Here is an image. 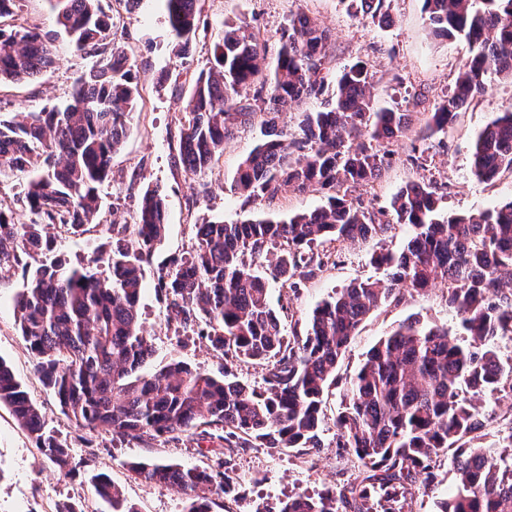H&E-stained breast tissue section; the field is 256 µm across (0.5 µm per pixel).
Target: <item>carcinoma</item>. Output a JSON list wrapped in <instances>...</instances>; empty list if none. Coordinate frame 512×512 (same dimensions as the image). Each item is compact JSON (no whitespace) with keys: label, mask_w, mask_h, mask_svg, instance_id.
Segmentation results:
<instances>
[{"label":"carcinoma","mask_w":512,"mask_h":512,"mask_svg":"<svg viewBox=\"0 0 512 512\" xmlns=\"http://www.w3.org/2000/svg\"><path fill=\"white\" fill-rule=\"evenodd\" d=\"M52 2L60 30L96 61L64 104L0 119V182L24 176L33 215L30 223L17 224L0 204V270L22 255L53 252L56 230L75 234L93 223L112 154L140 98L134 64L108 41L112 18L98 0ZM197 2L165 0L168 26L184 56L196 41ZM344 2L380 25L390 23L385 0ZM424 11L436 34L462 37L471 48L451 92L431 113L427 130L433 135L487 91L488 75L512 78V0H424ZM53 40L36 26L0 27V83L29 81L52 67ZM327 41L315 20L294 16L268 73L266 46L241 27H226L179 120L180 162L201 175L219 159L224 141L255 117L242 91L265 88V139L241 163L237 186L253 201L272 200L288 188L329 191L313 210L197 224L193 250L159 273L158 288L173 318L185 327L204 322L208 331L200 335L226 356L267 364L264 386L184 362L140 373L153 354L140 323L143 264L166 232L165 195L156 184L141 187L129 238H112L78 266L57 256L33 268L15 299L21 336L65 418L78 428L105 429L114 442L198 429L211 439L235 438L242 448L255 440L271 448L313 449L320 447L325 393L360 324L395 291L420 294L444 282L448 305L459 315L456 329L404 322L378 342L349 382L336 417V447L352 450L358 476L339 490L297 492L278 512H401L397 504L408 486L431 475L442 454L455 472L456 491L440 502L439 512H512V427L496 439L492 454L465 447L479 429L482 398L512 382V359L503 361L497 349L500 338L512 336V200L450 215L431 184L410 181L382 220L339 194V187L379 177L389 151L372 143L398 141L409 114L376 107L367 65L358 61L340 72L324 109L301 113L295 132L278 133L276 120L288 106L323 94ZM473 170L482 180L512 172V112L477 135ZM394 224L409 226L412 234L398 250L372 254L371 264L384 276L336 290L314 309L305 335L285 338L269 301V278L244 261L245 252L283 247L273 278L292 289L295 277L325 265L326 254L314 246L383 236ZM2 405L44 457L62 470L70 466L67 445L0 358ZM129 468L176 488L187 501L185 512H210L205 492L230 490L205 468L145 461ZM93 484L112 512H137L109 477L98 474Z\"/></svg>","instance_id":"1"}]
</instances>
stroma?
I'll return each instance as SVG.
<instances>
[{"label": "stroma", "instance_id": "1", "mask_svg": "<svg viewBox=\"0 0 512 512\" xmlns=\"http://www.w3.org/2000/svg\"><path fill=\"white\" fill-rule=\"evenodd\" d=\"M111 15L112 34L134 64L142 97L131 114L127 135L112 157V175L100 188L102 206L96 223L80 235L64 234L59 248L72 263L88 259L106 237L110 225L134 221L137 189L149 182L163 188L168 229L160 247L144 265L140 300L143 327L153 338L154 353L142 371L152 374L174 361H185L204 372L227 371L236 380L261 385L264 365L226 357L197 332L170 321L164 295L157 286L160 268L185 256L195 245V227L206 221L231 222L248 215L285 216L310 210L326 200L323 191H288L272 200H247L235 187L240 163L263 137L261 119L239 129L225 142L219 162L205 175L188 173L179 161L178 118L193 82L207 63L213 47L228 25L247 27L266 42V68L276 63L280 37L292 15L305 14L329 34L326 92H333L344 66L365 62L377 105L410 113L404 136L390 147L378 179L352 190L353 201L372 212L386 211L407 182L432 184L445 210L465 214L512 199V173L492 182L472 172V151L477 133L503 112L512 110V80L491 76L488 92L468 102L448 127L433 136L424 129L430 112L453 87L459 69L470 55L461 38L437 37L423 11V0H386L389 26L349 12L343 0H199L195 50L176 55L163 0H141L128 9L118 0H99ZM19 17L55 34L54 68L36 80L0 84V116L33 112L66 102L72 85L92 63L58 31L56 15L47 0H21ZM410 234L395 225L385 236L355 242H335L332 258L313 275L298 279L294 289L271 283V303L279 308L286 336L304 334L314 308L357 278L375 275L370 262L375 251L397 249ZM35 262L21 257L0 272V358L12 368L48 426L69 445L70 469L62 470L36 448L28 432L9 409L0 407V512H110L96 494L92 475L103 473L119 486L138 512H184L185 498L176 489L145 481L129 469L130 462L153 460L184 467L225 470L233 490L213 495L212 512H276L280 501L297 491L316 493L347 483L358 472L351 449L336 445V417L347 386L364 363L368 351L401 323L416 319L431 326H456L458 317L448 305V286L439 284L425 294L401 291L373 311L360 325L336 368V383L324 398L325 421L321 446L300 454L284 448L253 444L231 448L196 431L172 439L115 443L104 429H81L60 412L54 394L43 387L28 345L19 333L13 309L29 269ZM483 426L473 447L493 449L499 430L512 426V394L487 398ZM431 485L415 482L409 489L406 512H438L439 503L455 488L447 457L435 466Z\"/></svg>", "mask_w": 512, "mask_h": 512}]
</instances>
